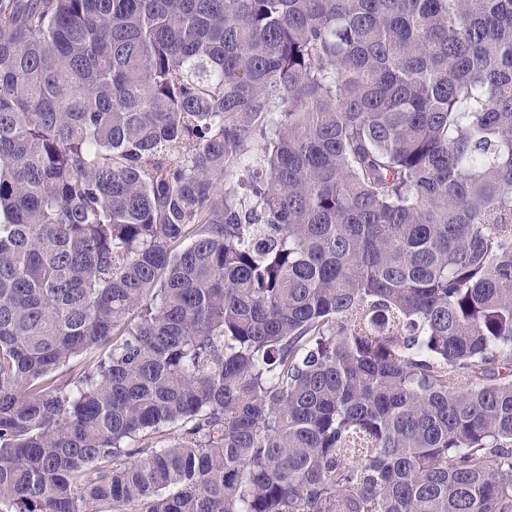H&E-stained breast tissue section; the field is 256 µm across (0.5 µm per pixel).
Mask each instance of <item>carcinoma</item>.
I'll list each match as a JSON object with an SVG mask.
<instances>
[{
    "label": "carcinoma",
    "instance_id": "cac0c4a2",
    "mask_svg": "<svg viewBox=\"0 0 512 512\" xmlns=\"http://www.w3.org/2000/svg\"><path fill=\"white\" fill-rule=\"evenodd\" d=\"M134 503L512 512V0H0V512Z\"/></svg>",
    "mask_w": 512,
    "mask_h": 512
}]
</instances>
